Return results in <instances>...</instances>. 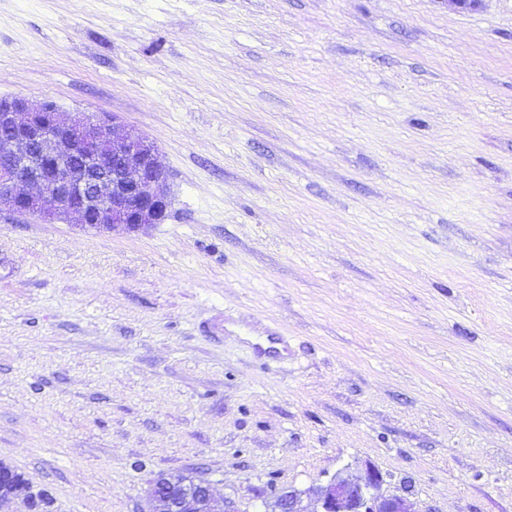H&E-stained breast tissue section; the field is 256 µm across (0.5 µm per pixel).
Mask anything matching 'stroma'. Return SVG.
I'll list each match as a JSON object with an SVG mask.
<instances>
[{"label": "stroma", "instance_id": "obj_1", "mask_svg": "<svg viewBox=\"0 0 512 512\" xmlns=\"http://www.w3.org/2000/svg\"><path fill=\"white\" fill-rule=\"evenodd\" d=\"M1 97L118 117L172 197L0 214V460L51 512L161 472L272 512L368 463L512 512V0H0Z\"/></svg>", "mask_w": 512, "mask_h": 512}]
</instances>
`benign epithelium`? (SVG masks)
I'll use <instances>...</instances> for the list:
<instances>
[{
  "label": "benign epithelium",
  "mask_w": 512,
  "mask_h": 512,
  "mask_svg": "<svg viewBox=\"0 0 512 512\" xmlns=\"http://www.w3.org/2000/svg\"><path fill=\"white\" fill-rule=\"evenodd\" d=\"M167 179L156 143L119 132L106 115L64 118L47 102L0 98V212L135 231L167 220ZM387 485L388 475L367 463L358 480L338 474L316 487L314 510L304 505V492L290 488L277 497L275 512H419ZM148 498L157 512H233L214 499L208 482L170 473L152 479ZM16 502L25 512H45L49 504L44 492L1 461L0 506Z\"/></svg>",
  "instance_id": "benign-epithelium-1"
}]
</instances>
